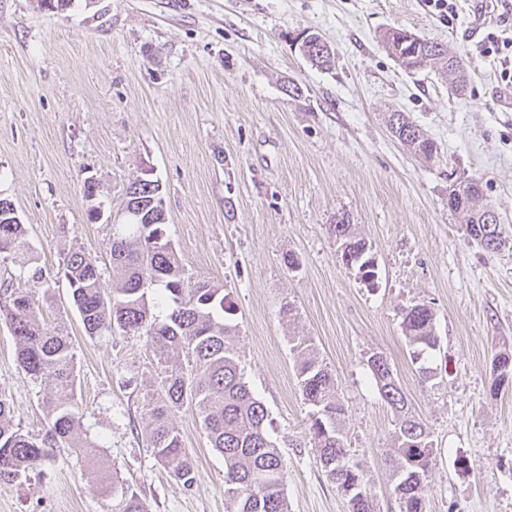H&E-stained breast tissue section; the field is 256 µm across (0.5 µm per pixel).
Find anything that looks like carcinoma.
Segmentation results:
<instances>
[{"mask_svg": "<svg viewBox=\"0 0 512 512\" xmlns=\"http://www.w3.org/2000/svg\"><path fill=\"white\" fill-rule=\"evenodd\" d=\"M434 65L451 81L458 95L468 91L464 59L435 41L416 38L405 70L416 72ZM405 126L417 135L414 153L430 160L437 144L404 115ZM159 181L146 175L129 182L125 206L147 210L112 225L108 241L112 287L105 285L97 259L81 250L67 254L63 275L88 335L104 333L144 336L160 365V390L149 409L147 447L168 469L171 477L189 488L194 464L183 445L172 416L191 411L200 419L210 447L224 457V490L234 500L235 512H288L284 496L285 465L278 447L267 433V409L254 396L238 363L232 340L233 327L224 315L233 311L224 285L211 280L189 283L175 244L167 236L151 203H161ZM488 208L483 193L475 190L460 210L466 231L487 251L501 245L500 225L486 226L475 216ZM341 250L343 263L355 266L365 279L372 278L373 259L365 239L353 225L340 219L329 225ZM0 256L12 258L19 274L45 282L34 260L23 223L0 217ZM0 318L8 323L16 341V365L49 390L45 410L48 429L32 436L14 427L11 405L0 390V482L28 479L29 471L51 458L59 448H95L82 436V415L75 400L77 365L69 336L60 327H44L36 320L28 292L9 287L0 290ZM435 313L424 303L401 309V329L418 361L436 349ZM297 377L305 401L314 407L310 442L327 476L347 499L349 512H374L366 493L360 466L350 462L349 448L339 429L343 405L336 395V379L303 337L292 338ZM368 365L382 399L398 413L390 460L399 512H426L421 496L424 481L435 461L430 433L422 420L407 415L405 396L387 360L378 354ZM118 512H146L138 494L121 490Z\"/></svg>", "mask_w": 512, "mask_h": 512, "instance_id": "1", "label": "carcinoma"}]
</instances>
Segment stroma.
<instances>
[{"label":"stroma","instance_id":"1","mask_svg":"<svg viewBox=\"0 0 512 512\" xmlns=\"http://www.w3.org/2000/svg\"><path fill=\"white\" fill-rule=\"evenodd\" d=\"M497 21L494 0H459L445 22L423 0H71L60 12L0 0V198L26 224L47 279L19 278L6 261L0 285L30 292L39 319L65 327L84 430L147 512H228L224 459L182 411L173 422L195 480L185 488L170 476L145 442L159 373L145 337H88L63 276L74 249L108 264L111 226L89 223L84 181L117 215L146 170L187 274L223 284L235 305L240 367L286 463L288 512H348L309 443L298 335L336 377L340 426L376 512H398L386 456L395 417L367 366L376 353L435 448L427 512H512V389H492L496 356L512 354V88L477 50ZM389 29L460 54L466 95L435 68L403 71L382 42ZM305 31L334 49L331 67L301 54ZM396 110L435 140L437 157L392 135ZM453 177L481 178L500 250L480 247L449 211ZM341 216L371 247L375 286L341 260L329 231ZM415 303L434 309L439 339L418 363L400 327ZM0 390L15 426L44 432L48 390L16 366L3 321ZM119 500L75 448L26 482L0 483V512H114Z\"/></svg>","mask_w":512,"mask_h":512}]
</instances>
